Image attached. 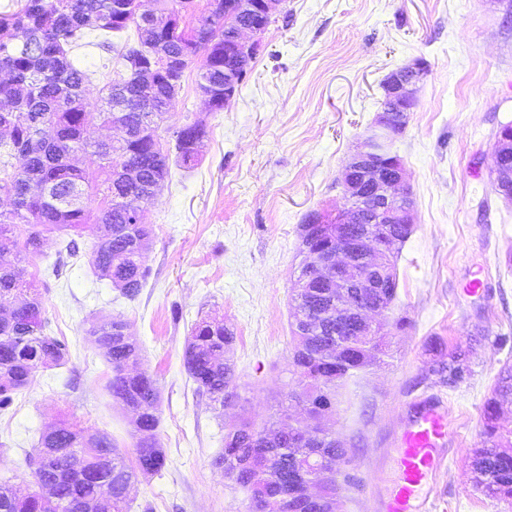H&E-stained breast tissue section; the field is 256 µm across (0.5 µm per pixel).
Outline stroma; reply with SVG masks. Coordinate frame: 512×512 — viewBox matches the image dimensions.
<instances>
[{"instance_id": "stroma-1", "label": "stroma", "mask_w": 512, "mask_h": 512, "mask_svg": "<svg viewBox=\"0 0 512 512\" xmlns=\"http://www.w3.org/2000/svg\"><path fill=\"white\" fill-rule=\"evenodd\" d=\"M506 0H286L236 96L211 111L186 70L163 135L186 120L207 127L195 168L171 167L144 213L154 229L143 256L149 271L135 299L98 278L94 231L78 236L80 259L53 272L61 235H43L22 265L32 274L48 336L70 349L61 366L38 370L0 414V480L34 491L26 457L40 435L65 419L109 433L134 461L133 425L113 398L112 366L87 336L96 319L119 315L140 367L160 389V474L131 488L128 512H248L249 491L214 460L241 422L307 426L294 373L292 284L304 259L300 226L313 211L343 202L341 176L381 110L385 77L424 59L418 105L393 149L406 167L413 232L396 258L397 295L383 352L339 382L328 419L350 450L359 478L340 490V512H378L398 478L392 452L414 404L443 403L447 458L428 490L430 512H512L487 497L470 467L484 445V404L499 405L500 444L512 448V392H498L512 368V206L496 195L488 167L495 133L512 121V19ZM486 290L466 293L474 274ZM223 319L235 333L226 356L237 399L222 407L200 395L183 355L192 325ZM407 318L406 329L394 327ZM507 336L498 345V336ZM469 371L448 386L434 369L455 348Z\"/></svg>"}]
</instances>
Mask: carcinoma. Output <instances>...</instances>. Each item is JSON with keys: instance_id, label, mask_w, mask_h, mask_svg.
<instances>
[{"instance_id": "carcinoma-1", "label": "carcinoma", "mask_w": 512, "mask_h": 512, "mask_svg": "<svg viewBox=\"0 0 512 512\" xmlns=\"http://www.w3.org/2000/svg\"><path fill=\"white\" fill-rule=\"evenodd\" d=\"M198 0H155L152 15L159 22L154 40L138 36L137 44H124L118 53L123 70L147 64L148 54L161 43L181 58L186 70L193 57L188 50H201L197 83L214 106L224 104L223 15L206 0L207 7L195 9ZM140 0H23L17 10L0 14V196L11 208L0 211V413L13 405L14 396L26 388L41 368L60 366L68 360V345L44 334L46 318L42 302L20 268L22 251L41 247L42 230L74 231L91 228L100 243L90 263L98 277L130 299L144 287L148 270L142 264L153 238V225L143 222V212L155 198L157 185L170 173V152L163 150L161 129L175 101L171 85L158 74L150 82L124 74L112 78L109 63L101 65L107 82L98 101L90 103L86 84L91 73L71 60L73 48L86 31H96L103 40L97 46L111 51V37L126 32L128 22L140 17ZM93 124L117 128L120 138L91 141L87 128ZM207 136L206 125L187 122L174 131V163L191 169L201 150L188 144ZM79 154L99 161L102 178L90 180L75 162ZM126 320L102 317L92 323L87 335L103 347L112 365V397L133 405L138 411L135 464L127 463L108 433L89 434L65 421L44 433L34 453L33 467L44 453L52 456L60 482L50 490L18 494L0 481V512H98L99 495L107 490L112 512H126L129 489L138 475L157 474L166 465L165 454L155 436L159 424V390L150 374H131L139 362L137 347L122 340ZM234 341L224 322L203 318L195 323L184 350V366L197 384V392L224 405L225 389L234 383L235 370L224 354ZM461 349L448 354L434 369L440 380L459 382L467 367ZM316 382L327 392L352 376L336 369V363L316 365ZM485 444L474 451L472 467L483 492L496 499L512 498V455L499 451L497 401L484 407ZM278 431L249 425L229 434L232 453L214 461L225 472L237 469L238 461L255 457L265 460L259 470L243 471L235 484L253 491L264 473L288 480L289 469L298 461L312 458L322 466L336 465L342 454L336 437L326 435L314 448L287 445L280 452L275 442ZM106 452L111 458L99 472L104 484L75 477L98 465Z\"/></svg>"}]
</instances>
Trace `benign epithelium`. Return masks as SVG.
<instances>
[{"mask_svg":"<svg viewBox=\"0 0 512 512\" xmlns=\"http://www.w3.org/2000/svg\"><path fill=\"white\" fill-rule=\"evenodd\" d=\"M284 0H221L224 19L235 21L229 39L230 55L224 66V103L236 95L260 48V38L275 16L283 10ZM177 67L166 53H156L146 65L152 73H167ZM426 73V63L417 60L400 66L387 77L386 94L389 109L381 112L369 128L362 143L343 167L344 203L336 212L321 211L305 226L307 236L329 240L325 249L309 253L310 272L297 280L300 301H314L321 295L336 299V333L329 341L314 339L315 313L297 310L300 324L296 356L316 358L320 354L337 355L347 346L361 349V368L372 365L382 349L380 333L385 323L373 321L388 309L382 300H374L376 290L394 278L393 258L396 246L403 243L402 231L413 226L414 205L409 188L404 186L405 166L392 149L395 138L403 132L409 112L417 103V86ZM512 149V123L499 127L491 152L489 175L496 193L512 205V168L500 163L499 155ZM356 224H367L362 232ZM319 392L310 389L306 411L316 424L306 428L291 426L282 429L300 446L319 440L329 427L324 418L330 408L317 400ZM298 477L287 492L270 483L258 497L256 512H294L296 506L313 512H339L337 494L330 492L334 472L318 465H296Z\"/></svg>","mask_w":512,"mask_h":512,"instance_id":"benign-epithelium-1","label":"benign epithelium"}]
</instances>
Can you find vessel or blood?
Returning <instances> with one entry per match:
<instances>
[{"label": "vessel or blood", "instance_id": "vessel-or-blood-1", "mask_svg": "<svg viewBox=\"0 0 512 512\" xmlns=\"http://www.w3.org/2000/svg\"><path fill=\"white\" fill-rule=\"evenodd\" d=\"M447 436L448 419L439 402L415 409L395 450L399 478L381 497L380 512H422V492L445 462Z\"/></svg>", "mask_w": 512, "mask_h": 512}]
</instances>
